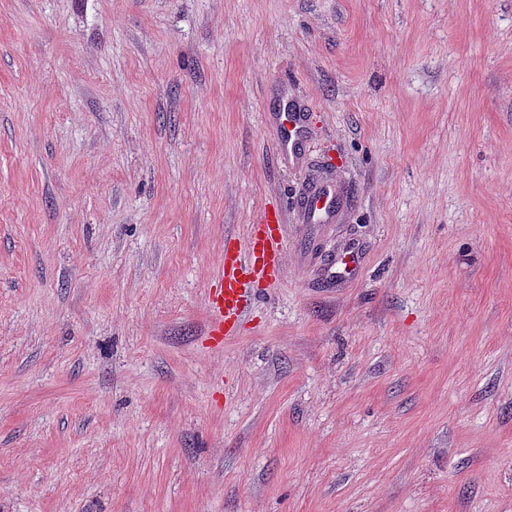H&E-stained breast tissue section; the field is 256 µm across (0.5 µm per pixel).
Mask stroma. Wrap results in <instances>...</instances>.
Listing matches in <instances>:
<instances>
[{"label":"stroma","mask_w":512,"mask_h":512,"mask_svg":"<svg viewBox=\"0 0 512 512\" xmlns=\"http://www.w3.org/2000/svg\"><path fill=\"white\" fill-rule=\"evenodd\" d=\"M0 512H512V0H0ZM307 115L304 112L283 107L277 126L279 154L290 163H298L304 146ZM346 202V196L333 180H314L303 199V221L307 224H334ZM263 213L253 224L247 242L234 241L224 249V261L218 268L213 288H209L208 334L216 345L232 338L236 325L249 311L253 284L279 279L283 261V224ZM360 265V248L355 242H348L342 250L330 260L325 274L330 278H337L336 274L352 278Z\"/></svg>","instance_id":"1"}]
</instances>
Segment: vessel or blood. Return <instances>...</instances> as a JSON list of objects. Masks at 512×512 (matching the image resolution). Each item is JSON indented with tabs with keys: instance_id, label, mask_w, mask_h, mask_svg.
I'll return each instance as SVG.
<instances>
[{
	"instance_id": "vessel-or-blood-1",
	"label": "vessel or blood",
	"mask_w": 512,
	"mask_h": 512,
	"mask_svg": "<svg viewBox=\"0 0 512 512\" xmlns=\"http://www.w3.org/2000/svg\"><path fill=\"white\" fill-rule=\"evenodd\" d=\"M307 116L284 108L277 126L279 153L297 163L304 146ZM347 202L346 196L330 179L311 182L303 199V220L308 224H332ZM283 261V229L270 217H261L252 225L246 243H234L225 249L212 288L208 291V334L215 344L231 338L236 325L249 311L253 285L260 280L279 279ZM360 265V248L349 242L330 260L327 277L354 276Z\"/></svg>"
}]
</instances>
